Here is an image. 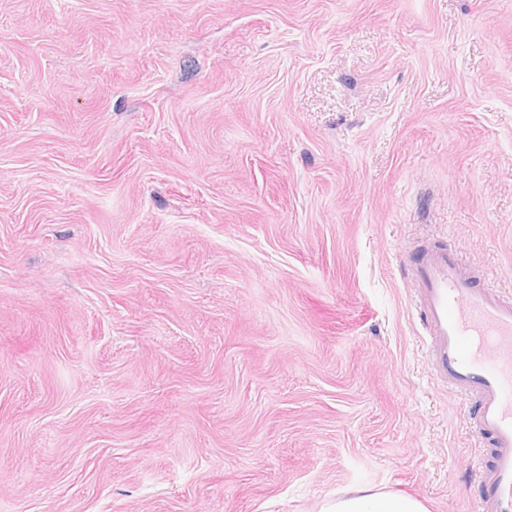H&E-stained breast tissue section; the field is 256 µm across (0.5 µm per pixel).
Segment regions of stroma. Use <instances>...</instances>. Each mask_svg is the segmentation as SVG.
<instances>
[{"instance_id": "obj_1", "label": "stroma", "mask_w": 512, "mask_h": 512, "mask_svg": "<svg viewBox=\"0 0 512 512\" xmlns=\"http://www.w3.org/2000/svg\"><path fill=\"white\" fill-rule=\"evenodd\" d=\"M439 242L512 292V0H0V512H475ZM321 512H429L417 498L373 488H360L327 502Z\"/></svg>"}]
</instances>
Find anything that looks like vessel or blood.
Here are the masks:
<instances>
[{
  "instance_id": "b4317fda",
  "label": "vessel or blood",
  "mask_w": 512,
  "mask_h": 512,
  "mask_svg": "<svg viewBox=\"0 0 512 512\" xmlns=\"http://www.w3.org/2000/svg\"><path fill=\"white\" fill-rule=\"evenodd\" d=\"M407 261L435 338L431 371L468 400L495 447L480 466L478 512H512V296L467 271L445 245L411 249Z\"/></svg>"
}]
</instances>
